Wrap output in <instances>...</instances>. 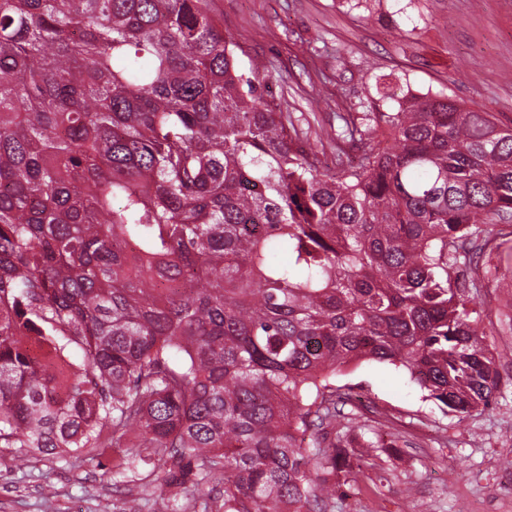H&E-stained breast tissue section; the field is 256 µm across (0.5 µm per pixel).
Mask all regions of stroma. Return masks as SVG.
Masks as SVG:
<instances>
[{
    "label": "stroma",
    "instance_id": "35a3bbf8",
    "mask_svg": "<svg viewBox=\"0 0 512 512\" xmlns=\"http://www.w3.org/2000/svg\"><path fill=\"white\" fill-rule=\"evenodd\" d=\"M242 67L268 74V93L327 139L340 112L372 102L392 112L409 95L443 93L512 120V0H210ZM502 383L466 418L441 411L408 374L383 363L337 369L359 395L337 426L388 440L368 477L336 476L329 512H512V288L471 292ZM0 448V512H152V475L120 481L123 448L17 459Z\"/></svg>",
    "mask_w": 512,
    "mask_h": 512
}]
</instances>
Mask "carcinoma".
Segmentation results:
<instances>
[{
	"label": "carcinoma",
	"mask_w": 512,
	"mask_h": 512,
	"mask_svg": "<svg viewBox=\"0 0 512 512\" xmlns=\"http://www.w3.org/2000/svg\"><path fill=\"white\" fill-rule=\"evenodd\" d=\"M234 45L208 0H0V447L133 448L156 512H326L377 449L337 368L460 419L499 389L469 289L512 241V126L339 112L362 154L323 167Z\"/></svg>",
	"instance_id": "obj_1"
}]
</instances>
